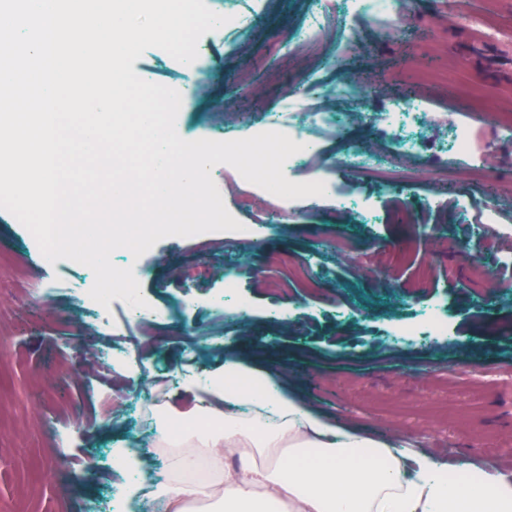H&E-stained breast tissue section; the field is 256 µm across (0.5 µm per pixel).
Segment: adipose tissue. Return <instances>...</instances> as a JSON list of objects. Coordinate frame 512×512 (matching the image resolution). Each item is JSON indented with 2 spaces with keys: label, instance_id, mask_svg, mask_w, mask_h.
<instances>
[{
  "label": "adipose tissue",
  "instance_id": "1",
  "mask_svg": "<svg viewBox=\"0 0 512 512\" xmlns=\"http://www.w3.org/2000/svg\"><path fill=\"white\" fill-rule=\"evenodd\" d=\"M196 387L194 407L169 410L154 429V442L180 443L190 473L157 488L164 512H192L201 500L206 512H512V480L495 462L458 458V473L477 476L460 488L429 456L324 421L278 376L246 368L237 350ZM270 448L283 456L260 462ZM204 455L224 468L221 491L194 474ZM230 456L238 465H225Z\"/></svg>",
  "mask_w": 512,
  "mask_h": 512
}]
</instances>
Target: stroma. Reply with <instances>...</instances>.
<instances>
[{"mask_svg":"<svg viewBox=\"0 0 512 512\" xmlns=\"http://www.w3.org/2000/svg\"><path fill=\"white\" fill-rule=\"evenodd\" d=\"M461 9L457 18L448 0H407L405 23L364 18L344 41L323 33L314 50L297 32L302 16L322 10L344 17L346 0H267L243 30L201 37L209 70L194 83L161 49L134 62L141 79L180 92L176 128L190 141L223 132L228 114L284 112L298 124L317 109L351 113L343 137L323 132L310 159L290 175L295 182L326 179L333 193L286 213L251 207L243 203L250 189L235 170L212 168L231 215L274 230L260 246L220 233L205 243L169 236L144 253L141 295L177 309L154 328L151 345L118 298L111 326L93 327L81 300L89 267L70 260L36 264L30 231L0 209V512H99L104 475L73 481L68 471L87 457L112 455L124 440L150 442L144 407L153 400L192 407L196 393L187 372L224 364L214 336L230 338L250 369L285 373L288 393L327 422L399 440L448 470L463 454L494 459L512 477V304H501L492 291L494 283L512 280V267L474 259L481 231L462 250L458 208L462 195L471 203L492 200L512 223V139L495 133L501 116L512 114V0H463ZM319 51L336 59L328 80L358 67V98L310 89ZM461 80L474 85L479 104L458 92ZM417 95L433 113L416 128L421 161L402 188L416 220L399 223L370 178L339 172L336 161L368 144L384 151L391 133L381 125L383 114ZM462 118L494 161L461 189L444 147ZM340 195L371 199L383 213L368 223L337 209ZM434 198L440 206L428 207ZM270 253L294 275L279 295L253 275ZM244 254L250 267L239 280L247 297L240 308L223 298L224 263ZM439 298L450 309L446 333L388 339L391 323L417 325L422 309ZM36 300L44 311L33 308ZM274 307L290 310L291 321L273 320ZM340 308L353 311V320L338 322ZM88 335L99 347L120 340L137 354L103 371L84 359ZM104 395L113 405L106 419L96 412ZM60 438L62 455L55 447Z\"/></svg>","mask_w":512,"mask_h":512,"instance_id":"obj_1","label":"stroma"}]
</instances>
